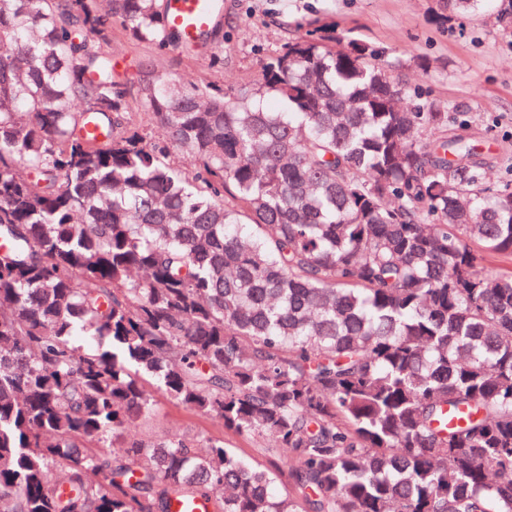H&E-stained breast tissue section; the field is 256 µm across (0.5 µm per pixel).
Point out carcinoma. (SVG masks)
I'll return each mask as SVG.
<instances>
[{
  "label": "carcinoma",
  "instance_id": "1",
  "mask_svg": "<svg viewBox=\"0 0 512 512\" xmlns=\"http://www.w3.org/2000/svg\"><path fill=\"white\" fill-rule=\"evenodd\" d=\"M168 9L0 0V512H512V178L472 118L315 27L233 93L146 79L148 144L98 43L168 46ZM156 391L291 488L209 437L112 451Z\"/></svg>",
  "mask_w": 512,
  "mask_h": 512
}]
</instances>
